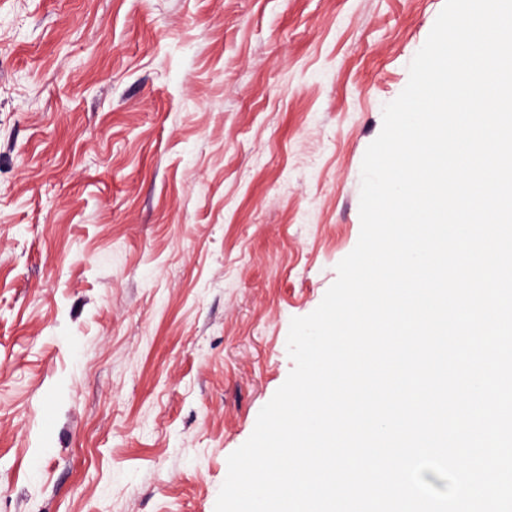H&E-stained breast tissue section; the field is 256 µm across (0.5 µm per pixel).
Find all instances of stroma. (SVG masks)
Masks as SVG:
<instances>
[{
    "label": "stroma",
    "mask_w": 512,
    "mask_h": 512,
    "mask_svg": "<svg viewBox=\"0 0 512 512\" xmlns=\"http://www.w3.org/2000/svg\"><path fill=\"white\" fill-rule=\"evenodd\" d=\"M445 0H0V512H215Z\"/></svg>",
    "instance_id": "obj_1"
}]
</instances>
